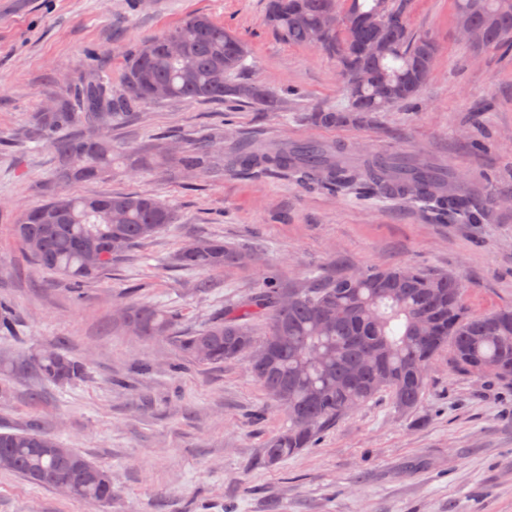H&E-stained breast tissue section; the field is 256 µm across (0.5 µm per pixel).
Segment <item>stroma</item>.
I'll return each instance as SVG.
<instances>
[{"label": "stroma", "mask_w": 512, "mask_h": 512, "mask_svg": "<svg viewBox=\"0 0 512 512\" xmlns=\"http://www.w3.org/2000/svg\"><path fill=\"white\" fill-rule=\"evenodd\" d=\"M264 0H0V301L16 312L0 337V431L36 423L112 476L98 506L0 471V512H512V387L452 371L440 354L418 406L383 392L325 430L314 447L267 463L264 442L288 424L244 359L203 365L171 339L132 334L117 316L134 303L176 315L175 334L207 325L273 273L291 283L330 270L414 267L463 277L471 313L512 307V206L490 220L440 223L397 195L358 197L260 170L160 168L69 185L73 194L149 193L177 222L113 264L72 298L36 265L10 226L41 204L59 160L31 138L63 84L94 80L123 93L126 60L143 41L206 14L250 54L242 76L280 96L268 112L232 100L167 99L134 107L113 126L117 148L189 145L204 133L256 142L332 144L456 174L482 199L512 196V47L475 52L456 32L452 0H413L409 28L438 45L420 96L364 126L326 127L317 107L347 106L336 63L285 43L264 20ZM216 236L263 262L188 272L179 246ZM65 348L87 364L72 385L18 372L28 355Z\"/></svg>", "instance_id": "35a3bbf8"}]
</instances>
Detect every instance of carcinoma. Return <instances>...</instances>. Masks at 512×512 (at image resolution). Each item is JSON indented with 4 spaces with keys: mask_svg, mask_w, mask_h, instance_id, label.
<instances>
[{
    "mask_svg": "<svg viewBox=\"0 0 512 512\" xmlns=\"http://www.w3.org/2000/svg\"><path fill=\"white\" fill-rule=\"evenodd\" d=\"M455 13L470 15L479 37L475 51L512 40V0H454ZM409 0H268L266 19L281 39L314 46L336 58L348 98L340 108L325 104L311 119L322 126L362 122L417 97L428 79L438 47L427 36H414L408 24ZM324 29L323 39L313 35ZM185 42V52L170 55L163 44ZM376 40L384 49L373 55L364 45ZM246 46L205 14L189 16L180 26L151 38L129 58L124 72L125 97L112 99L98 82L63 88L55 112L35 116V131L52 134L75 125L80 130L52 140L61 164L45 187L47 201L23 210L14 236L36 264L61 276L71 293L98 279L112 264L176 223L172 207L147 193L75 196L64 191L73 182L100 180L121 164L129 172L147 165L167 166L174 180L207 170H274L336 193H392L424 204L438 221L489 219L495 201L481 203L462 190L452 174L395 157L373 155L351 159L331 144L255 143L246 149L213 150L205 135L193 146L168 152L156 144L118 152L112 138L97 134L129 116L126 109L164 99L222 102L234 97L269 111L282 98L268 87L239 79L246 68ZM56 212L45 223L36 217ZM41 245L35 252L32 242ZM193 248H188V245ZM183 245L175 259L187 271H220L241 263L240 251L214 237ZM466 284L448 273L412 267L373 268L356 278L349 274L313 277L291 285L272 275L241 299L224 306L222 315L204 328L172 336L176 348L201 364H221L260 340L276 344L274 363L251 374L267 393L287 394L275 401L285 411L288 427L268 439L262 457L284 460L311 447L319 433L383 391L403 411L417 407L428 386L436 355L446 349L452 367L475 376H492L512 385V308L475 315L466 310ZM291 298L286 302L285 298ZM332 313L328 328L318 326L319 313ZM134 334L153 339L171 336L173 315L161 308L130 305L122 317ZM267 326L261 338L251 324ZM19 319L0 303V336L19 334ZM24 367L43 382L71 384L83 379L86 365L58 350L31 356ZM0 470L53 488L56 478H69L71 498L112 503V476L52 436L31 425L0 432Z\"/></svg>",
    "mask_w": 512,
    "mask_h": 512,
    "instance_id": "cac0c4a2",
    "label": "carcinoma"
}]
</instances>
